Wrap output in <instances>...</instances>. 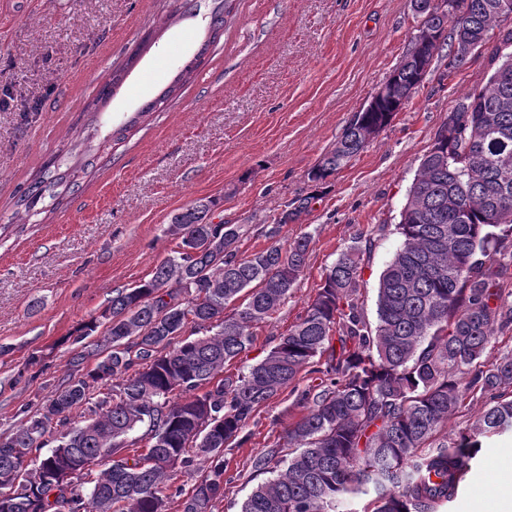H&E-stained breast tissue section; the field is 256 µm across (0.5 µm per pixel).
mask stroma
<instances>
[{"mask_svg":"<svg viewBox=\"0 0 512 512\" xmlns=\"http://www.w3.org/2000/svg\"><path fill=\"white\" fill-rule=\"evenodd\" d=\"M184 0H6L0 9V436L24 406L43 402L72 371L69 334L97 316L116 288L150 278L175 246L173 214L203 197L216 218L244 224L240 250L283 202L306 195L307 172L331 150L412 46L413 0H239L215 45ZM202 65L174 81L196 54ZM136 64L107 103L96 96L130 55ZM490 47L456 72L440 51L405 108L329 177L288 245L309 234L307 265L274 318L255 330L234 378L287 334L326 269L360 233L388 225L359 281L376 321L379 275L398 249L407 191L434 135L464 93L484 86ZM76 172L62 206L15 203L41 170ZM45 367L28 365L30 356ZM293 388L261 406L248 445L225 452L228 482L214 512H239L262 482L254 457L283 442L304 414ZM512 497V437L495 439L440 512H498Z\"/></svg>","mask_w":512,"mask_h":512,"instance_id":"1","label":"stroma"}]
</instances>
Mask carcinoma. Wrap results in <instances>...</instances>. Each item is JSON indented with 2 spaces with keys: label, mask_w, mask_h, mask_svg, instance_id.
Here are the masks:
<instances>
[{
  "label": "carcinoma",
  "mask_w": 512,
  "mask_h": 512,
  "mask_svg": "<svg viewBox=\"0 0 512 512\" xmlns=\"http://www.w3.org/2000/svg\"><path fill=\"white\" fill-rule=\"evenodd\" d=\"M209 39L225 30L238 0H208ZM433 32L427 54H406L386 83L392 93L355 113L332 149L307 173L314 190L273 218L266 236L309 212L317 189L386 128L448 46V68L469 55L457 48L491 39L512 0H414ZM512 31L493 46L487 84L457 99L423 155L401 211L400 247L381 273L377 322L358 288L387 225L356 237L327 269L304 315L260 362L235 379L224 364L253 344V328L273 318L307 264L309 236L243 257L244 224L213 223L220 205L200 199L175 214L178 242L151 277L115 288L81 342L101 332L96 361L71 359L74 374L41 407L26 406L0 438V475L29 479L0 498V512H213L224 496V448L246 444L254 413L306 368L320 383L296 391L306 410L286 432L282 453L255 459L268 474L240 512H339L354 496L375 494L364 512H437L452 502L481 452L482 440L512 433V350L493 361V340L512 332ZM63 178H36L16 205L55 198ZM224 241L216 257L204 243ZM243 303L226 312L229 304ZM191 329L193 339L182 338ZM337 337L338 349L326 344ZM330 352L324 370L315 358ZM474 399L477 418L453 436L448 417ZM82 407L87 418L71 417ZM146 427V447L128 438ZM48 452H42V449ZM207 474L187 490L178 475L198 464ZM71 471L70 481L60 475Z\"/></svg>",
  "instance_id": "cac0c4a2"
}]
</instances>
